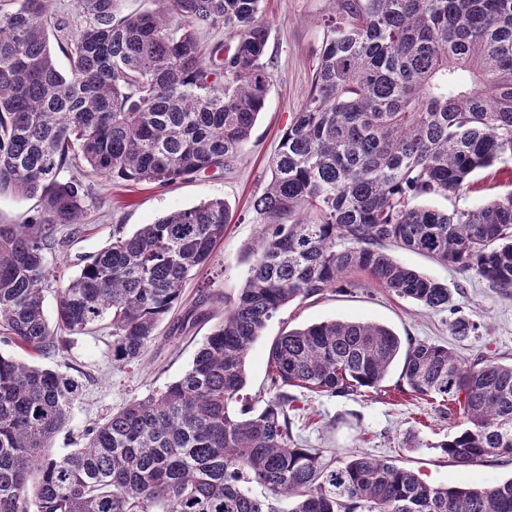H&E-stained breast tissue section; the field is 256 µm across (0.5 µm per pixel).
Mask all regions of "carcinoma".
<instances>
[{
  "instance_id": "cac0c4a2",
  "label": "carcinoma",
  "mask_w": 512,
  "mask_h": 512,
  "mask_svg": "<svg viewBox=\"0 0 512 512\" xmlns=\"http://www.w3.org/2000/svg\"><path fill=\"white\" fill-rule=\"evenodd\" d=\"M7 2L0 192L36 198L38 210L0 224V337L43 356L106 321L112 361L134 363L224 239V200L116 231L58 291L53 327L48 242L58 225L82 223L98 178L168 187L233 165L271 83L261 0H159L155 14L126 15L124 0H78L75 22L51 0ZM220 25L229 42L202 45L199 28ZM324 27L310 91L251 203L260 234L249 274L184 376L57 455L51 443L82 383L0 356V512H512V479L432 486L357 454L336 467L293 438L288 414L290 387L376 390L399 364L414 395L458 409L464 427L438 445L448 458L511 456L512 364L331 320L277 336L272 396L258 411L235 409L267 323L352 273L429 310L452 307L448 285L391 247L512 290V191L452 212L417 203L512 159V0H336Z\"/></svg>"
}]
</instances>
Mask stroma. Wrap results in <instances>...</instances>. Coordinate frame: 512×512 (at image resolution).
Returning <instances> with one entry per match:
<instances>
[{
  "label": "stroma",
  "mask_w": 512,
  "mask_h": 512,
  "mask_svg": "<svg viewBox=\"0 0 512 512\" xmlns=\"http://www.w3.org/2000/svg\"><path fill=\"white\" fill-rule=\"evenodd\" d=\"M333 9V0H262L272 84L252 137L232 170L167 188L100 179L87 201L84 222L58 226L55 243L46 253L56 275L45 292L44 312L50 320L56 315L58 289L111 243L115 229L129 234L172 211L212 199L224 200L232 215L213 259L188 281L181 310L166 317L135 364L113 363L111 331L103 326L71 335L68 350L51 357H34L0 342V354L79 377L83 383L66 427L53 440L54 452L81 447L88 429L181 378L213 326L223 320L225 307L246 280V251L259 232L250 202L265 187L280 136L310 89L324 21ZM511 190L512 162L479 171L470 189L429 197L425 204L448 211L474 208ZM393 255L403 265L448 284L454 312L430 311L388 292L367 275H352L343 288L292 302L268 323L247 354L246 402L259 409L267 399L273 340L283 331L322 321L373 322L402 338L444 345L471 360L487 356L512 362V295L489 287L476 271L462 274L408 250L397 249ZM458 316L477 325L475 336L460 340L452 335L451 324ZM400 383L395 369L377 390L336 397L297 390V409L290 414L292 431L304 447L324 449L336 462L361 451L411 469L434 486L479 487L512 479V456L485 457L465 465L448 459L438 444L455 432L456 417H440L436 403L400 392Z\"/></svg>",
  "instance_id": "stroma-1"
}]
</instances>
